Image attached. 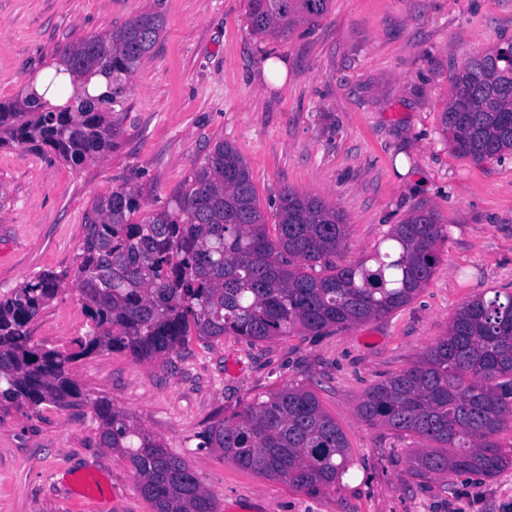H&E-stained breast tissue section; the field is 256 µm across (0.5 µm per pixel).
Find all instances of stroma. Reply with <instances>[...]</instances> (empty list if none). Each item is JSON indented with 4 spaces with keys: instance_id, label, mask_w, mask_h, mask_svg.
I'll list each match as a JSON object with an SVG mask.
<instances>
[{
    "instance_id": "obj_1",
    "label": "stroma",
    "mask_w": 512,
    "mask_h": 512,
    "mask_svg": "<svg viewBox=\"0 0 512 512\" xmlns=\"http://www.w3.org/2000/svg\"><path fill=\"white\" fill-rule=\"evenodd\" d=\"M149 9L165 27L113 115L122 136L111 152L71 167L49 151L0 147V296L43 269L75 275L96 196L130 187L150 213L220 141L245 159L268 224L288 187L346 214L341 266L431 207L444 226L440 262L388 316L317 336L194 339L154 361L98 353L72 374L184 458L218 512H512V468L415 476L416 440L356 412L371 385L447 335L463 303L512 292V155L473 162L441 124L455 73L512 39V0H330L317 24L277 38L251 32L246 0H0V100L47 72L58 45ZM268 56L287 63L282 85L262 77ZM85 322L69 285L32 334L66 347ZM286 383L313 391L349 444L347 472L316 494L200 445L216 415ZM138 482L125 456L101 446L91 405L0 409V512H152Z\"/></svg>"
}]
</instances>
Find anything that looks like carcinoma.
<instances>
[{
	"label": "carcinoma",
	"mask_w": 512,
	"mask_h": 512,
	"mask_svg": "<svg viewBox=\"0 0 512 512\" xmlns=\"http://www.w3.org/2000/svg\"><path fill=\"white\" fill-rule=\"evenodd\" d=\"M329 0H247L252 33L278 35L313 24ZM164 30L153 10L53 54L51 71L0 100V147L48 149L78 167L104 157L122 136L133 74ZM43 91H37V84ZM443 125L452 149L475 162L512 152V42L472 57L455 81ZM125 187L96 197L83 224L72 282L88 331L69 348L33 340L31 326L58 296L66 275L44 270L0 297V407L38 412L87 401L72 364L100 352L152 360L195 335L262 341L296 331L322 334L382 317L410 303L440 261L438 215L415 208L355 266H339L347 218L322 199L291 188L276 205L275 234L248 166L229 142L215 144L162 208L142 222ZM101 444L125 455L153 512H217L194 469L104 399L92 401ZM358 416L415 448L416 476L479 473L512 466L496 436L512 428V293L465 302L448 335L408 368L373 384ZM201 447L218 448L239 467L317 493L336 485L350 462L346 437L316 395L284 385L214 421Z\"/></svg>",
	"instance_id": "obj_1"
}]
</instances>
